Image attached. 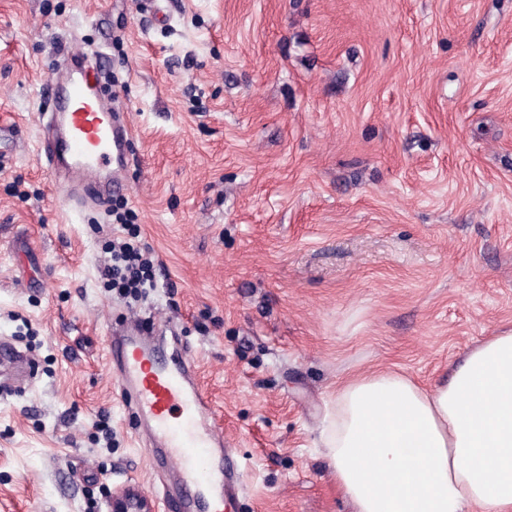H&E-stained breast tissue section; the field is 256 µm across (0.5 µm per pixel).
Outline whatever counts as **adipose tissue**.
<instances>
[{"mask_svg":"<svg viewBox=\"0 0 512 512\" xmlns=\"http://www.w3.org/2000/svg\"><path fill=\"white\" fill-rule=\"evenodd\" d=\"M326 443L356 512H512V330L429 389L395 373L343 384Z\"/></svg>","mask_w":512,"mask_h":512,"instance_id":"ef3b65f1","label":"adipose tissue"}]
</instances>
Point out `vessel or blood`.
Segmentation results:
<instances>
[{
  "instance_id": "b4317fda",
  "label": "vessel or blood",
  "mask_w": 512,
  "mask_h": 512,
  "mask_svg": "<svg viewBox=\"0 0 512 512\" xmlns=\"http://www.w3.org/2000/svg\"><path fill=\"white\" fill-rule=\"evenodd\" d=\"M101 73L98 64L76 61L70 80L48 79L42 91L66 124L63 137L45 144L46 155L52 163L66 162L81 185L104 199L125 187L124 147L131 128L117 117L111 99L100 96ZM140 332V325H132L129 336L109 349L121 391L179 477L180 512H224L235 470L211 400L195 381L191 362L160 364Z\"/></svg>"
}]
</instances>
